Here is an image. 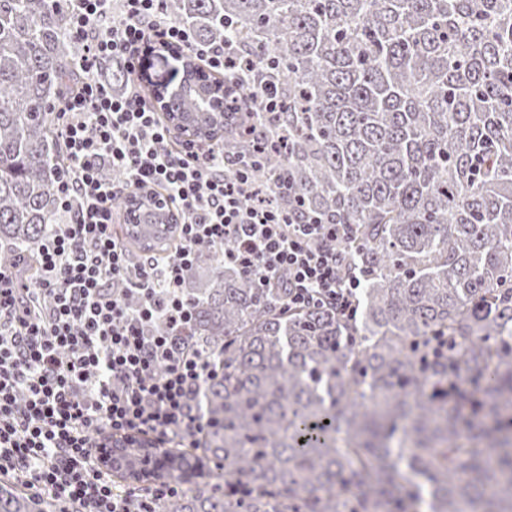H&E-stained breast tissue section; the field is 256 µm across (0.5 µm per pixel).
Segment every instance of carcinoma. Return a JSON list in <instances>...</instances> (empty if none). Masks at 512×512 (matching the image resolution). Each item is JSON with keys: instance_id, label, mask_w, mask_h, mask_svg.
Here are the masks:
<instances>
[{"instance_id": "carcinoma-1", "label": "carcinoma", "mask_w": 512, "mask_h": 512, "mask_svg": "<svg viewBox=\"0 0 512 512\" xmlns=\"http://www.w3.org/2000/svg\"><path fill=\"white\" fill-rule=\"evenodd\" d=\"M69 0H0V265L37 253L63 174L49 112L72 83ZM202 42L234 41L248 84L197 69L187 115L279 210L351 224L357 314L290 310L199 252L188 343L221 368L198 400L191 488L152 512H512V0H164ZM102 78L114 89L121 60ZM276 89L267 123L256 96ZM286 170L290 190L274 176ZM130 252L172 256L179 215L115 202ZM0 512H61L0 483Z\"/></svg>"}]
</instances>
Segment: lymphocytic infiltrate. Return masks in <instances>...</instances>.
I'll list each match as a JSON object with an SVG mask.
<instances>
[{
	"label": "lymphocytic infiltrate",
	"mask_w": 512,
	"mask_h": 512,
	"mask_svg": "<svg viewBox=\"0 0 512 512\" xmlns=\"http://www.w3.org/2000/svg\"><path fill=\"white\" fill-rule=\"evenodd\" d=\"M70 2L66 33L80 53L52 117L65 167L57 217L36 258L0 266V478L69 512H151L177 486L117 485L97 464L99 438L182 443L201 429L197 402L216 359L179 344L192 319L183 275L198 249L283 289L292 309L352 317L360 281L339 275L349 225L246 205L251 158L172 141L137 83L117 96L98 78L109 62L134 66L158 38L246 83L231 44L198 41L163 16L161 0ZM133 186L159 190L182 213L173 259L135 262L125 250L113 202Z\"/></svg>",
	"instance_id": "lymphocytic-infiltrate-1"
}]
</instances>
